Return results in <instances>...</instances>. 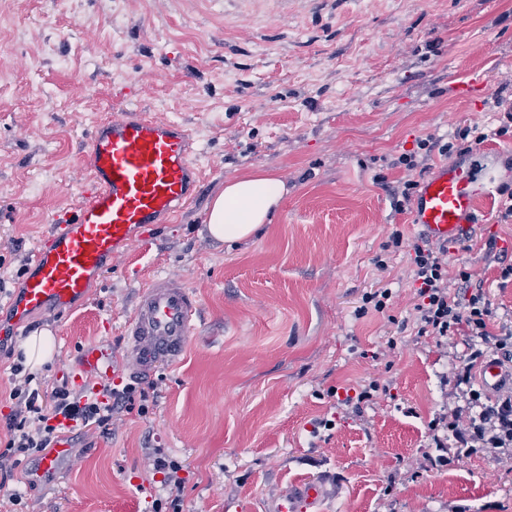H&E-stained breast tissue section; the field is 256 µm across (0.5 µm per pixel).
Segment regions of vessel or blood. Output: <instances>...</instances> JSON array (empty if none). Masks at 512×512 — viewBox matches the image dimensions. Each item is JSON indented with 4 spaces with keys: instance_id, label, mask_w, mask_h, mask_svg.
<instances>
[{
    "instance_id": "b4317fda",
    "label": "vessel or blood",
    "mask_w": 512,
    "mask_h": 512,
    "mask_svg": "<svg viewBox=\"0 0 512 512\" xmlns=\"http://www.w3.org/2000/svg\"><path fill=\"white\" fill-rule=\"evenodd\" d=\"M83 166L86 184L31 252L20 295L0 300L12 333H24L34 316L84 299L108 261L146 252L149 227L171 223L194 199L200 178L194 139L185 126L127 107L95 126L83 149ZM488 193L486 178L472 165L440 166L419 188L414 221L431 241L461 239ZM198 310L199 300L182 277L158 274L143 285L124 325L131 373L150 378L176 361L193 334ZM79 368L98 383L113 381L111 348L86 345ZM478 373L486 391L512 388V363L503 358L488 356ZM68 451L66 443H58L34 460L30 473L53 475ZM322 494L320 483H308L284 496L276 512H304Z\"/></svg>"
}]
</instances>
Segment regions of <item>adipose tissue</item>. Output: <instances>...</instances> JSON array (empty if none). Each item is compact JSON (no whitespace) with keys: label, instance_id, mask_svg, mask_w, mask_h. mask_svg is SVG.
I'll return each mask as SVG.
<instances>
[{"label":"adipose tissue","instance_id":"adipose-tissue-1","mask_svg":"<svg viewBox=\"0 0 512 512\" xmlns=\"http://www.w3.org/2000/svg\"><path fill=\"white\" fill-rule=\"evenodd\" d=\"M286 192L279 177L264 171L244 172L227 180L206 212L209 234L219 241L249 237L270 221Z\"/></svg>","mask_w":512,"mask_h":512}]
</instances>
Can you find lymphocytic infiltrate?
<instances>
[{
	"label": "lymphocytic infiltrate",
	"mask_w": 512,
	"mask_h": 512,
	"mask_svg": "<svg viewBox=\"0 0 512 512\" xmlns=\"http://www.w3.org/2000/svg\"><path fill=\"white\" fill-rule=\"evenodd\" d=\"M487 136L473 124L458 127L446 138L432 134L418 138L414 149L401 153L394 161L405 171L392 189L395 211L410 210L419 179L428 171L432 157H463L483 144ZM410 264L416 289L411 310L416 336L440 340L461 336L469 351L466 363L456 368L451 382L454 387L467 388L470 406L465 411L449 410L440 417V424L465 448H511L512 393L494 398L486 395L476 388L472 370L491 354L512 361V328L490 331L492 309L484 284L468 268L450 270L447 244L413 245ZM452 280L457 283L453 289L448 286ZM22 371V364H13L12 372L20 380L9 394L13 407L5 446L0 449V490L22 459L48 453L68 432L110 434L115 404L122 403L130 409L135 401L144 402L157 395L153 384L140 390L129 384L120 389L106 385L98 391L90 387L76 391L61 383L47 392L32 387L30 379L22 378Z\"/></svg>",
	"instance_id": "f902f5d3"
}]
</instances>
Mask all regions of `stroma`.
Returning <instances> with one entry per match:
<instances>
[{
    "mask_svg": "<svg viewBox=\"0 0 512 512\" xmlns=\"http://www.w3.org/2000/svg\"><path fill=\"white\" fill-rule=\"evenodd\" d=\"M512 81V0H0V290L18 293L54 213L85 182L84 143L117 106L183 124L202 171L194 200L159 225L146 274L180 273L197 295L184 354L158 372L156 402L112 416V432L71 434L54 481L7 490L26 512H151L171 494L149 460L181 462L179 512H272L283 491L318 479L311 512H512V447L435 448L430 424L467 395L447 379L462 338L404 327L414 302L409 253L372 263L396 213L389 162L429 133L498 125L493 95ZM475 85L472 95L459 83ZM288 192L249 238H212L206 210L246 171ZM384 173L387 185L377 184ZM491 194L451 267L483 280L492 331L512 325V285L485 254L512 262V223ZM118 260L85 299L36 316L54 339L34 383L73 371L81 346L108 341L127 377L125 318L142 285ZM392 291L387 315L356 318L364 293ZM395 349H387L388 340ZM380 379L361 412L331 387ZM331 429L313 436L318 419Z\"/></svg>",
    "mask_w": 512,
    "mask_h": 512,
    "instance_id": "obj_1",
    "label": "stroma"
}]
</instances>
